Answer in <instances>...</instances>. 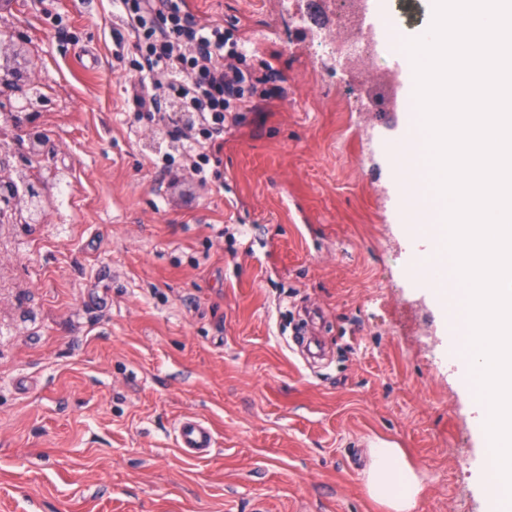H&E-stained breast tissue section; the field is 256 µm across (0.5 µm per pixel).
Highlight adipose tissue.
<instances>
[{
  "instance_id": "obj_1",
  "label": "adipose tissue",
  "mask_w": 512,
  "mask_h": 512,
  "mask_svg": "<svg viewBox=\"0 0 512 512\" xmlns=\"http://www.w3.org/2000/svg\"><path fill=\"white\" fill-rule=\"evenodd\" d=\"M369 457L365 472L368 495L392 512H410L420 492V482L403 450L381 441L370 448Z\"/></svg>"
}]
</instances>
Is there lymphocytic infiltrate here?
Segmentation results:
<instances>
[{
	"mask_svg": "<svg viewBox=\"0 0 512 512\" xmlns=\"http://www.w3.org/2000/svg\"><path fill=\"white\" fill-rule=\"evenodd\" d=\"M135 36L138 80L128 88L130 109L177 142L201 177L225 126L254 111L253 97L269 77L245 64L231 29L200 24L184 0H118Z\"/></svg>",
	"mask_w": 512,
	"mask_h": 512,
	"instance_id": "lymphocytic-infiltrate-1",
	"label": "lymphocytic infiltrate"
}]
</instances>
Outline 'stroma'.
Masks as SVG:
<instances>
[{
  "instance_id": "35a3bbf8",
  "label": "stroma",
  "mask_w": 512,
  "mask_h": 512,
  "mask_svg": "<svg viewBox=\"0 0 512 512\" xmlns=\"http://www.w3.org/2000/svg\"><path fill=\"white\" fill-rule=\"evenodd\" d=\"M233 28L272 95L227 129L221 180L165 171L136 120L113 0H11L42 100V223H0V512H388L371 441L402 448L414 512H489L487 445L411 273L398 169L409 116L365 109L305 0H187ZM121 33L123 44L113 35ZM210 422L204 457L173 441ZM177 447L190 457L208 455L215 445V435L210 425L197 416L182 417L174 429Z\"/></svg>"
}]
</instances>
